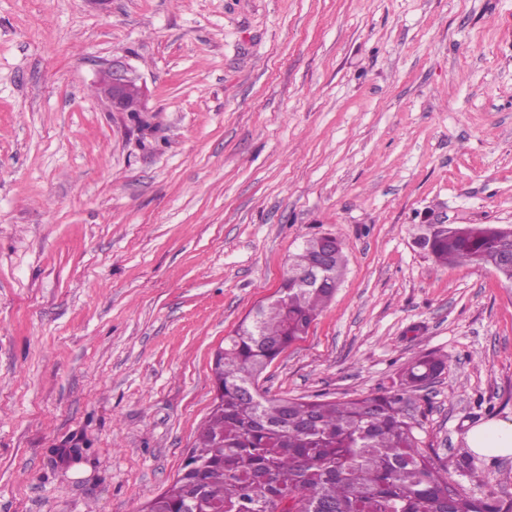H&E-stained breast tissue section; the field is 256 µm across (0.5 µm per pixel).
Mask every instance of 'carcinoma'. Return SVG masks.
Instances as JSON below:
<instances>
[{"label": "carcinoma", "instance_id": "1", "mask_svg": "<svg viewBox=\"0 0 512 512\" xmlns=\"http://www.w3.org/2000/svg\"><path fill=\"white\" fill-rule=\"evenodd\" d=\"M502 224H421L417 244L436 262L494 267L512 283ZM318 237L289 259L275 298L258 305L224 344L214 376L223 406L211 410L182 473L149 512H512L507 499L476 496L448 477V463L421 447L412 395L445 360L409 361L380 393L348 400L270 397L259 380L302 340L328 305L346 266L336 242L335 278L303 288Z\"/></svg>", "mask_w": 512, "mask_h": 512}]
</instances>
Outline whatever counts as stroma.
Here are the masks:
<instances>
[{"mask_svg":"<svg viewBox=\"0 0 512 512\" xmlns=\"http://www.w3.org/2000/svg\"><path fill=\"white\" fill-rule=\"evenodd\" d=\"M112 58L142 111L96 96ZM437 220L512 224V0H0V512H144L215 351L323 234L345 274L262 387L361 397L447 356L424 445L512 498V456L467 444L512 418V288L428 258Z\"/></svg>","mask_w":512,"mask_h":512,"instance_id":"1","label":"stroma"}]
</instances>
